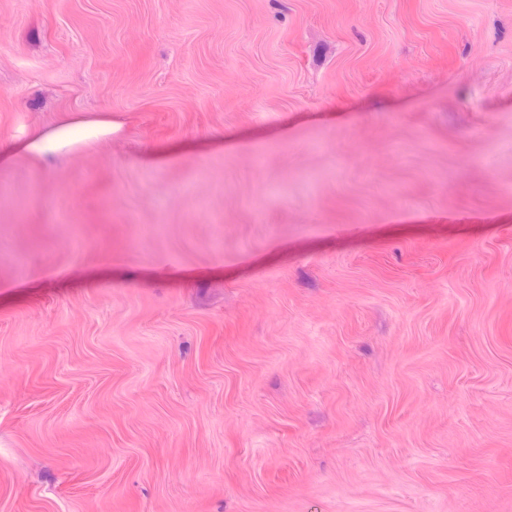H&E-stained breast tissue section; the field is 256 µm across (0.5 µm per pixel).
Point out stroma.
Instances as JSON below:
<instances>
[{
    "instance_id": "35a3bbf8",
    "label": "stroma",
    "mask_w": 512,
    "mask_h": 512,
    "mask_svg": "<svg viewBox=\"0 0 512 512\" xmlns=\"http://www.w3.org/2000/svg\"><path fill=\"white\" fill-rule=\"evenodd\" d=\"M0 512H512V0H0ZM113 129L114 124L110 120H68L50 132L33 131L18 148L24 153L44 154L79 140L112 133Z\"/></svg>"
}]
</instances>
